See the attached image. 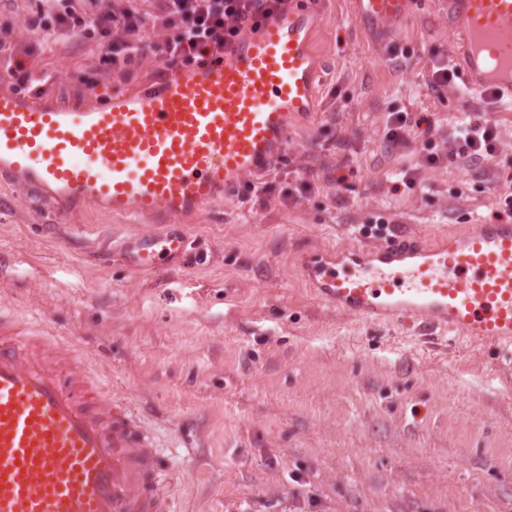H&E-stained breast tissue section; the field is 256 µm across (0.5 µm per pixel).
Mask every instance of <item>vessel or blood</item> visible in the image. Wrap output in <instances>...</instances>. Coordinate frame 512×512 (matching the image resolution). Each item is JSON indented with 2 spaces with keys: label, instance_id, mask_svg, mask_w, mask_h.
<instances>
[{
  "label": "vessel or blood",
  "instance_id": "1",
  "mask_svg": "<svg viewBox=\"0 0 512 512\" xmlns=\"http://www.w3.org/2000/svg\"><path fill=\"white\" fill-rule=\"evenodd\" d=\"M412 6L353 0V13L393 28ZM448 17L467 85L512 95V0H448ZM313 25L311 13L288 10L223 58L166 71L158 86L107 105L49 106L1 90L0 179L70 219L94 204L161 222L126 258L154 270L189 246L167 222L223 203L281 155L291 120L314 112ZM300 267L320 300L349 315L512 346V220L434 243L396 231L319 249ZM163 455L71 337L0 302V512H172Z\"/></svg>",
  "mask_w": 512,
  "mask_h": 512
}]
</instances>
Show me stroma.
I'll list each match as a JSON object with an SVG mask.
<instances>
[{"mask_svg":"<svg viewBox=\"0 0 512 512\" xmlns=\"http://www.w3.org/2000/svg\"><path fill=\"white\" fill-rule=\"evenodd\" d=\"M318 60L313 115L293 121L277 188L316 185L298 202L240 203L187 219V255L153 271L128 267L130 237L151 220L87 207L71 223L33 190L0 183V299L74 333L114 394L144 409L173 457L176 512H512V354L409 320L362 323L317 299L304 252L358 240L382 214L426 236L495 221L494 167L419 166L421 139L393 149L388 113L447 132L476 91L429 83L449 51L445 0H419L394 30L360 27L351 0H313ZM43 0H0V36L44 85L16 94L57 105L108 101L151 84L145 56L127 75L83 38L41 42ZM417 168L414 184L400 173Z\"/></svg>","mask_w":512,"mask_h":512,"instance_id":"35a3bbf8","label":"stroma"}]
</instances>
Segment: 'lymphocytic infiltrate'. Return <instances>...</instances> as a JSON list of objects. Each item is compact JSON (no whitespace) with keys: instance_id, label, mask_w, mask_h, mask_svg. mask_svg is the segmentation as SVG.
<instances>
[{"instance_id":"obj_1","label":"lymphocytic infiltrate","mask_w":512,"mask_h":512,"mask_svg":"<svg viewBox=\"0 0 512 512\" xmlns=\"http://www.w3.org/2000/svg\"><path fill=\"white\" fill-rule=\"evenodd\" d=\"M92 4L93 0H52L48 20L37 35L46 43H63L79 34L103 38L112 29H120L122 39L105 48L102 61L113 73L123 75L148 53L158 56L168 69L184 68L205 56L223 53L245 31L257 30L287 9L288 0H161L156 13L142 10L138 0H126L124 7L109 13L94 11ZM151 29L166 30V38L147 41ZM499 99L495 91H482L480 110L468 113L445 139H436L432 129H425L422 165L454 167L496 161L497 126L484 114L495 109Z\"/></svg>"}]
</instances>
